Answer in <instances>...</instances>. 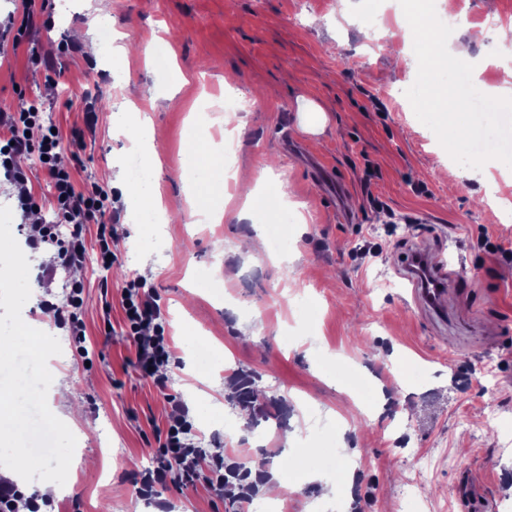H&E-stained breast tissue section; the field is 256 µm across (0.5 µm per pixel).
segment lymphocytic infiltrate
<instances>
[{
    "label": "lymphocytic infiltrate",
    "mask_w": 512,
    "mask_h": 512,
    "mask_svg": "<svg viewBox=\"0 0 512 512\" xmlns=\"http://www.w3.org/2000/svg\"><path fill=\"white\" fill-rule=\"evenodd\" d=\"M42 112L37 103H30L19 111L0 115V171L16 183L28 182V173L18 166L17 161L24 155H37L41 158L40 172L50 187L56 221L40 225L33 244L47 243L57 250L60 266L73 268L81 266L85 260L84 237L88 224L97 226L98 259L102 268H110L112 260L113 227L106 224L104 217L112 209V199L98 184H87L83 189H75L70 171L60 163V154L64 145L81 149L79 135L63 140L60 133L44 130L40 138H32L31 130L39 126ZM68 225L67 237L58 234L59 225ZM121 307L127 337L137 345V369L151 379L158 391H165L169 385L167 376L159 369L170 358L169 336L165 324L161 321L160 308L156 297L146 295L144 284L139 280L129 281L121 291ZM84 304L83 287L80 282L70 284L63 304L46 303V310L55 323L68 329L74 340H81L84 330L81 309ZM175 417L166 431L165 440L157 450L156 466L142 476L136 485V492L142 497L156 495L155 487L172 482L181 486L195 485L200 477L197 470L188 465V458L202 455L203 450L191 443L189 436L193 430L189 409L178 403L173 405ZM228 471L224 465V456L214 453L206 479L216 495H223Z\"/></svg>",
    "instance_id": "f902f5d3"
}]
</instances>
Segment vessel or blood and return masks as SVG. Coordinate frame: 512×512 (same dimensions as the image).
Wrapping results in <instances>:
<instances>
[{
	"mask_svg": "<svg viewBox=\"0 0 512 512\" xmlns=\"http://www.w3.org/2000/svg\"><path fill=\"white\" fill-rule=\"evenodd\" d=\"M402 275L411 286V296L436 317L447 313L450 287L461 279L460 272H448L445 265L433 264L424 247L412 249L402 265Z\"/></svg>",
	"mask_w": 512,
	"mask_h": 512,
	"instance_id": "vessel-or-blood-1",
	"label": "vessel or blood"
}]
</instances>
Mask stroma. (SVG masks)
Returning a JSON list of instances; mask_svg holds the SVG:
<instances>
[{"label":"stroma","instance_id":"obj_1","mask_svg":"<svg viewBox=\"0 0 512 512\" xmlns=\"http://www.w3.org/2000/svg\"><path fill=\"white\" fill-rule=\"evenodd\" d=\"M112 0L105 22L119 43L155 41L151 55L86 53L75 33L94 17L91 0H0V22L33 8L54 27L32 28L20 47L0 45V101L38 102L63 136L84 133L79 158L62 153L76 188L89 181L112 193L115 260L96 264L95 229L80 269L34 263L31 226L15 211L11 230L30 257L29 280L40 289L29 318L47 320L45 301L84 285L85 339L50 333L62 348L48 361L63 372L80 418L67 481L76 491L52 499L51 512H156L138 497L135 476L153 466L170 421V398L183 401L203 448L226 462L277 458L288 512H465L472 494L489 512H512V221L490 205L488 183L454 163L416 117L405 91L415 81L413 37L398 23V0ZM439 19H464L454 44L479 68L473 81L501 87L508 72L491 58L492 35L512 23V0H435ZM388 14L383 32L365 17ZM481 40H474L476 32ZM69 45L54 69L27 61L30 48ZM163 94L150 112L158 154L154 187L167 221L142 224L117 171H128L134 129L117 131L142 88ZM254 101L228 112V94ZM328 122L303 130V99ZM235 133L238 175L265 174L258 187L265 213L240 220L239 201L197 196L211 174L186 147L209 148ZM220 210V223L192 214ZM284 238L288 251L249 252L243 242ZM506 248L490 255L484 242ZM425 245L435 259L461 267L447 321L417 306L401 275L407 252ZM146 279L161 298L171 330L170 386L158 392L135 367L125 336L120 292ZM216 337L217 379L200 384L192 347ZM494 372H487V365ZM245 370L267 395L282 399L287 427L299 439L284 447L281 431L245 432L226 404L224 379ZM360 372L385 399L364 408L347 386ZM496 406L498 421L483 408ZM347 456H339V449ZM431 469L415 470L412 453ZM357 464L353 497L323 499L317 471L335 486L337 469ZM423 496L402 501L407 478ZM169 512H237L206 483L160 487Z\"/></svg>","mask_w":512,"mask_h":512}]
</instances>
